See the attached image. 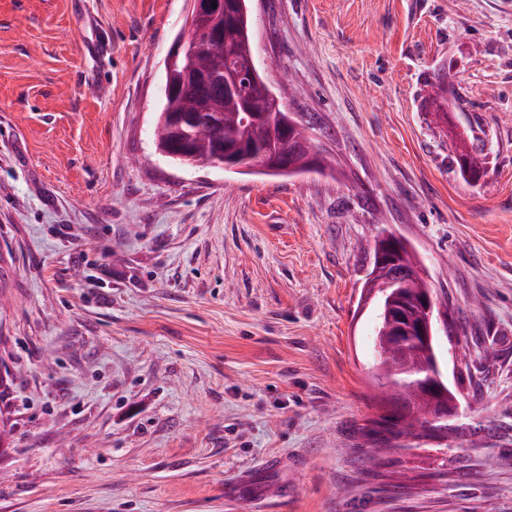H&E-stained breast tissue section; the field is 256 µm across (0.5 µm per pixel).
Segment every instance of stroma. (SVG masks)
Returning a JSON list of instances; mask_svg holds the SVG:
<instances>
[{
	"instance_id": "35a3bbf8",
	"label": "stroma",
	"mask_w": 512,
	"mask_h": 512,
	"mask_svg": "<svg viewBox=\"0 0 512 512\" xmlns=\"http://www.w3.org/2000/svg\"><path fill=\"white\" fill-rule=\"evenodd\" d=\"M250 14L325 169L158 153L185 0H0V512H512V0ZM384 229L433 292L463 439L377 466L359 300Z\"/></svg>"
}]
</instances>
